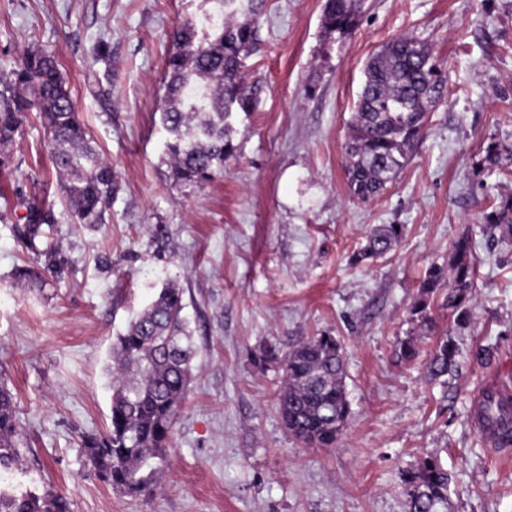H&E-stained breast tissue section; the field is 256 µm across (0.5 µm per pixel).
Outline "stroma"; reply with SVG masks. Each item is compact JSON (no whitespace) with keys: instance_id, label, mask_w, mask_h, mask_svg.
Masks as SVG:
<instances>
[{"instance_id":"35a3bbf8","label":"stroma","mask_w":512,"mask_h":512,"mask_svg":"<svg viewBox=\"0 0 512 512\" xmlns=\"http://www.w3.org/2000/svg\"><path fill=\"white\" fill-rule=\"evenodd\" d=\"M325 0H262L242 70L256 102L238 113L237 156L211 180L173 181L161 126L170 36L201 0H0V73L30 49L55 54L75 110L118 183L90 230L64 206L48 138L27 121L0 169V379L17 397L19 492L55 489L73 512H409L410 473L440 454L445 512H512V446L473 426L475 396L512 387V239L485 225L512 173L482 163L512 150V0H355L357 25L326 33ZM400 35L427 43L446 77L423 138L379 198H352L342 145L368 59ZM53 206L61 273L17 285L14 235L28 203ZM403 225L384 257L353 262L373 227ZM167 232L166 250L152 240ZM469 234L477 264L471 324L412 321L431 265ZM183 292L193 378L151 496L113 490L84 465L105 433L112 343L165 283ZM459 348L447 384L425 378L441 333ZM339 338L351 414L332 448L286 430L282 357ZM414 338L420 355L396 347Z\"/></svg>"}]
</instances>
